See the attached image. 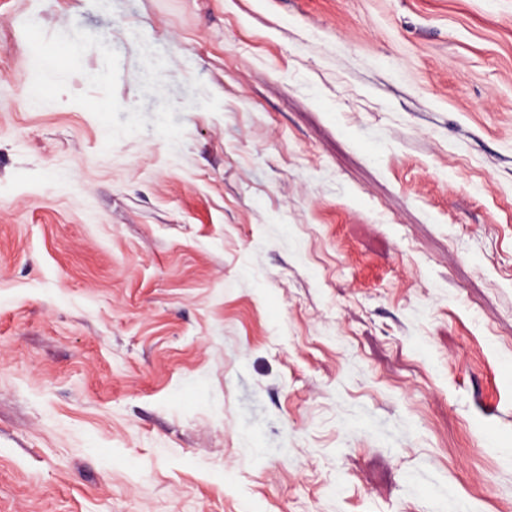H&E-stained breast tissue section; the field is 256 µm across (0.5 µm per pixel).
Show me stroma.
<instances>
[{
  "mask_svg": "<svg viewBox=\"0 0 512 512\" xmlns=\"http://www.w3.org/2000/svg\"><path fill=\"white\" fill-rule=\"evenodd\" d=\"M512 512V0H0V512Z\"/></svg>",
  "mask_w": 512,
  "mask_h": 512,
  "instance_id": "obj_1",
  "label": "stroma"
}]
</instances>
